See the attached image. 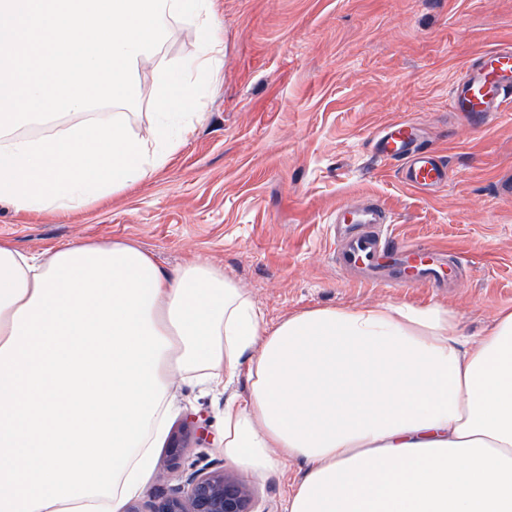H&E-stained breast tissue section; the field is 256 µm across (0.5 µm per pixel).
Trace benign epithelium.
Wrapping results in <instances>:
<instances>
[{"label":"benign epithelium","mask_w":512,"mask_h":512,"mask_svg":"<svg viewBox=\"0 0 512 512\" xmlns=\"http://www.w3.org/2000/svg\"><path fill=\"white\" fill-rule=\"evenodd\" d=\"M173 446L190 441L206 442L203 430L193 420H184L172 435ZM126 512H269L261 507L250 482L224 468L196 471L173 488L153 496L145 508L133 504Z\"/></svg>","instance_id":"obj_1"}]
</instances>
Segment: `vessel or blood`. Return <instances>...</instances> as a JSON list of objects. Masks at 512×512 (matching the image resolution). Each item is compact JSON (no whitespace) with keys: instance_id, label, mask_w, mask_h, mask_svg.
<instances>
[{"instance_id":"obj_1","label":"vessel or blood","mask_w":512,"mask_h":512,"mask_svg":"<svg viewBox=\"0 0 512 512\" xmlns=\"http://www.w3.org/2000/svg\"><path fill=\"white\" fill-rule=\"evenodd\" d=\"M451 111L482 121L512 110V45L474 54L449 92ZM378 161L397 164L403 182L420 192L435 193L448 183V166L422 147L412 121L387 125L375 137ZM336 266L368 271L369 283L400 288H440L455 284L469 261L461 253L396 240L385 209L373 202L342 205L336 210Z\"/></svg>"}]
</instances>
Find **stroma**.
<instances>
[{
	"label": "stroma",
	"instance_id": "1",
	"mask_svg": "<svg viewBox=\"0 0 512 512\" xmlns=\"http://www.w3.org/2000/svg\"><path fill=\"white\" fill-rule=\"evenodd\" d=\"M219 77L194 131L146 180L78 211L27 213L0 202V239L24 252L127 240L172 270H223L275 324L316 307L411 303L454 309L464 334L512 306V113L485 128L448 109L476 52L512 43V0H213ZM417 123L444 157L447 187L425 194L373 157L374 134ZM379 203L404 242L463 253L469 275L444 292L359 283L337 269L329 220L346 203ZM171 426L193 417L210 443L178 461L156 450L148 495L196 470L232 469L220 450L224 397L177 379ZM291 462L252 476L269 512H285Z\"/></svg>",
	"mask_w": 512,
	"mask_h": 512
}]
</instances>
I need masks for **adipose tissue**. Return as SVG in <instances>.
<instances>
[{
    "label": "adipose tissue",
    "mask_w": 512,
    "mask_h": 512,
    "mask_svg": "<svg viewBox=\"0 0 512 512\" xmlns=\"http://www.w3.org/2000/svg\"><path fill=\"white\" fill-rule=\"evenodd\" d=\"M221 392L224 456L304 463L286 512H512V307L482 336L408 303L268 325L221 269L134 243L0 240V512H122L175 376Z\"/></svg>",
    "instance_id": "ef3b65f1"
}]
</instances>
